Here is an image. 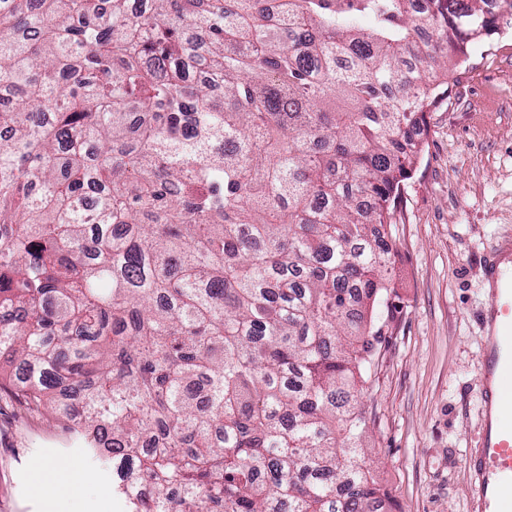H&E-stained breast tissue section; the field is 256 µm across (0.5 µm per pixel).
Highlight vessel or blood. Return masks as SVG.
<instances>
[{"label": "vessel or blood", "instance_id": "1", "mask_svg": "<svg viewBox=\"0 0 512 512\" xmlns=\"http://www.w3.org/2000/svg\"><path fill=\"white\" fill-rule=\"evenodd\" d=\"M481 320V426L468 458L477 512H512V238L490 244Z\"/></svg>", "mask_w": 512, "mask_h": 512}]
</instances>
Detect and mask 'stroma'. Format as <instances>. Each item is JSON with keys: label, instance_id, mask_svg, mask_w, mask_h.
Returning a JSON list of instances; mask_svg holds the SVG:
<instances>
[{"label": "stroma", "instance_id": "stroma-1", "mask_svg": "<svg viewBox=\"0 0 512 512\" xmlns=\"http://www.w3.org/2000/svg\"><path fill=\"white\" fill-rule=\"evenodd\" d=\"M448 66L422 151L386 227L393 255L376 305L382 336L361 404L365 459L385 512H475L465 468L480 421L483 261L512 235V26ZM78 493L40 483L55 463ZM0 512H127L110 471L46 415L0 390Z\"/></svg>", "mask_w": 512, "mask_h": 512}]
</instances>
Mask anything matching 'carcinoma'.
<instances>
[{
	"label": "carcinoma",
	"mask_w": 512,
	"mask_h": 512,
	"mask_svg": "<svg viewBox=\"0 0 512 512\" xmlns=\"http://www.w3.org/2000/svg\"><path fill=\"white\" fill-rule=\"evenodd\" d=\"M487 2L0 0V362L128 512L382 508L385 226Z\"/></svg>",
	"instance_id": "1"
}]
</instances>
